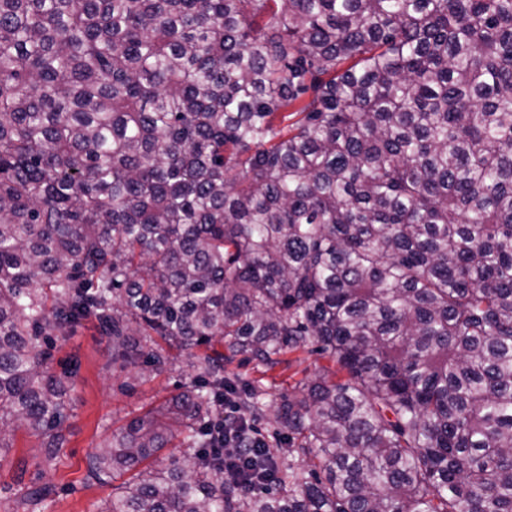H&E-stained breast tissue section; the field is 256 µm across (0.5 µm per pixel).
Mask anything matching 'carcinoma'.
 I'll use <instances>...</instances> for the list:
<instances>
[{
  "instance_id": "cac0c4a2",
  "label": "carcinoma",
  "mask_w": 512,
  "mask_h": 512,
  "mask_svg": "<svg viewBox=\"0 0 512 512\" xmlns=\"http://www.w3.org/2000/svg\"><path fill=\"white\" fill-rule=\"evenodd\" d=\"M84 324L196 370L97 512H512V0H0V462L59 455ZM296 352L334 370L248 488L206 449L267 391L225 366Z\"/></svg>"
}]
</instances>
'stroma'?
I'll return each mask as SVG.
<instances>
[{"instance_id":"stroma-1","label":"stroma","mask_w":512,"mask_h":512,"mask_svg":"<svg viewBox=\"0 0 512 512\" xmlns=\"http://www.w3.org/2000/svg\"><path fill=\"white\" fill-rule=\"evenodd\" d=\"M50 353L57 371L71 359L80 362L70 392L71 415L63 425L66 441L57 459L46 463L40 452L41 437L23 429L14 433L12 446L0 461V512H96L101 501L111 498L112 485L89 477V458L132 417L179 393L193 373L182 359L145 382L127 383L112 368L111 345L89 324L79 327L67 341L56 343ZM326 364V359L305 353L273 378L264 375L256 362L239 357L227 370L246 381H263L275 400ZM19 470L24 473L20 479L15 476ZM43 483L54 485V496L37 506L25 503L27 488Z\"/></svg>"}]
</instances>
